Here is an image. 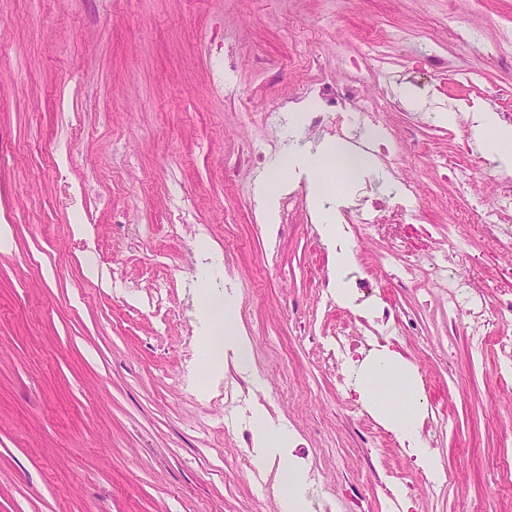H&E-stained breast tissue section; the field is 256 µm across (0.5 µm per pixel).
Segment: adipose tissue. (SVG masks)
Returning <instances> with one entry per match:
<instances>
[{"label":"adipose tissue","instance_id":"obj_1","mask_svg":"<svg viewBox=\"0 0 512 512\" xmlns=\"http://www.w3.org/2000/svg\"><path fill=\"white\" fill-rule=\"evenodd\" d=\"M476 140L482 146H493L499 159L512 161V125L504 123L496 113L480 112ZM291 158L309 160L315 172V183L321 193H334L343 183L366 172L368 157L327 148L295 144ZM203 316L207 322V352L198 375L200 388H207L214 374L229 365L243 364L248 356L249 340L242 336L235 322L230 300L206 297ZM356 390L367 410L410 449L430 479H438L437 459L420 436L425 407L420 398L418 379L410 365L389 346L373 350L355 369ZM253 448L260 463L277 462V491L282 512H313L306 494V473L301 466L288 462L291 436L286 426L274 423L263 408H255L250 418Z\"/></svg>","mask_w":512,"mask_h":512}]
</instances>
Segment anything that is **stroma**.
<instances>
[{"instance_id": "stroma-1", "label": "stroma", "mask_w": 512, "mask_h": 512, "mask_svg": "<svg viewBox=\"0 0 512 512\" xmlns=\"http://www.w3.org/2000/svg\"><path fill=\"white\" fill-rule=\"evenodd\" d=\"M507 27L512 0H0V225L15 242L0 254V512H278L257 405L293 434L314 512H512V243L488 234L512 208L473 137L475 108L512 124ZM305 74L371 78L419 135L382 156L351 112L349 138L309 132L374 165L346 206L290 166L271 235L258 179L292 149ZM403 176L429 205L402 197ZM379 198L380 223H347ZM336 222L372 320L330 286ZM431 258L460 269L454 289L399 265ZM208 293L232 300L250 354L203 390ZM387 341L417 372L446 483L427 486L355 390L351 362Z\"/></svg>"}]
</instances>
